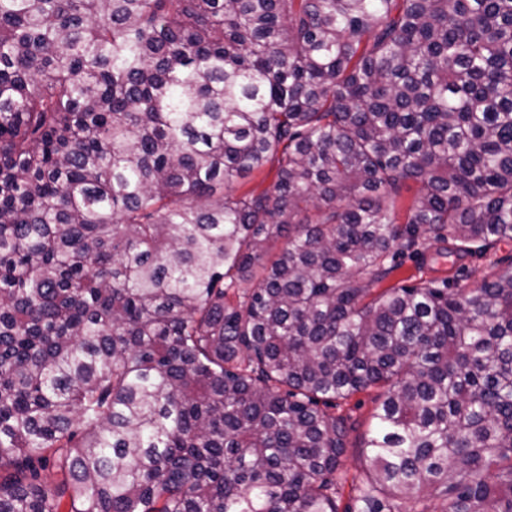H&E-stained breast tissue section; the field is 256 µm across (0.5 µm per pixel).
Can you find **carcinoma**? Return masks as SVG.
I'll return each instance as SVG.
<instances>
[{"instance_id":"cac0c4a2","label":"carcinoma","mask_w":512,"mask_h":512,"mask_svg":"<svg viewBox=\"0 0 512 512\" xmlns=\"http://www.w3.org/2000/svg\"><path fill=\"white\" fill-rule=\"evenodd\" d=\"M430 236L512 240V0H0V512H512V264L370 296ZM273 182L274 172H270L269 167L263 170L253 171L245 178L238 180L235 184V194L240 195L251 190L261 191L269 188ZM377 389L359 392L346 401L336 402V407L321 406L329 414L350 417L354 428L349 430L346 438V453L343 458L345 467L351 475H362L368 470V462L360 453L359 447L368 433L376 407Z\"/></svg>"}]
</instances>
